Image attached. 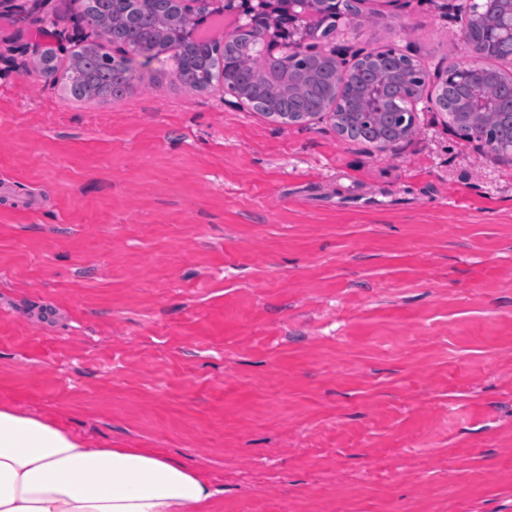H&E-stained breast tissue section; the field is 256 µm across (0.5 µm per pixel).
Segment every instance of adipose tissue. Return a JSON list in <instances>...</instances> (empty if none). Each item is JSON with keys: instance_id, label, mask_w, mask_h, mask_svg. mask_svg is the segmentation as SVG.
Listing matches in <instances>:
<instances>
[{"instance_id": "ef3b65f1", "label": "adipose tissue", "mask_w": 512, "mask_h": 512, "mask_svg": "<svg viewBox=\"0 0 512 512\" xmlns=\"http://www.w3.org/2000/svg\"><path fill=\"white\" fill-rule=\"evenodd\" d=\"M219 488L154 448H89L0 407V512H209Z\"/></svg>"}]
</instances>
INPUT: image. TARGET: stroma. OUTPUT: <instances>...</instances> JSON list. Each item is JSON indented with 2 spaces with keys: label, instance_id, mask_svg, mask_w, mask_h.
Wrapping results in <instances>:
<instances>
[{
  "label": "stroma",
  "instance_id": "35a3bbf8",
  "mask_svg": "<svg viewBox=\"0 0 512 512\" xmlns=\"http://www.w3.org/2000/svg\"><path fill=\"white\" fill-rule=\"evenodd\" d=\"M336 47L463 64L466 0ZM0 6V405L157 448L215 512H512V155L415 106L368 153L155 59L118 100L25 73Z\"/></svg>",
  "mask_w": 512,
  "mask_h": 512
}]
</instances>
